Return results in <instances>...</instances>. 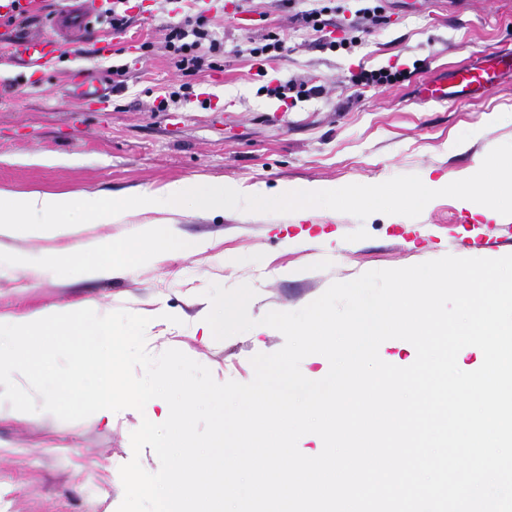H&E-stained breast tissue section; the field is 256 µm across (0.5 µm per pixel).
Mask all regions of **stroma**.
Instances as JSON below:
<instances>
[{
	"label": "stroma",
	"instance_id": "35a3bbf8",
	"mask_svg": "<svg viewBox=\"0 0 512 512\" xmlns=\"http://www.w3.org/2000/svg\"><path fill=\"white\" fill-rule=\"evenodd\" d=\"M336 14L315 36L293 24L280 0H224L215 31L224 40L221 69L198 77L195 95L167 112L153 111L178 75L161 50L138 47L161 38L165 0H132V22L121 34L92 24L74 39L52 27L64 0H36L23 31L56 39L51 70L11 60L5 42L14 27L0 25V189L56 194L102 191L122 196L203 176L244 187L305 182L346 184L384 179L402 189L425 175L466 171L485 154L512 157V73L498 72L494 88L470 98L428 97L450 68L492 66L512 51V0H384L388 19L351 51L345 37L356 0H338ZM286 34L287 54L258 69L251 40ZM128 64L121 93L106 102L73 98L72 70ZM397 67L410 77L382 88L354 86L352 73ZM303 78L324 85L321 97L285 102L261 93L266 84ZM53 164H43V157ZM180 243L170 260L149 261L110 281H32L0 270V314L94 300L112 310L147 315L164 300L168 319L150 322L146 347L157 355L181 350L208 367L220 383L250 382L251 359L284 344L271 327L260 342L246 336L218 341L195 329L204 288L250 284V316L295 311L333 282L380 269L407 267L453 255L500 258L512 254V220L489 233L456 196H437L422 211L324 207L300 219L292 208L247 215L192 211L177 216ZM335 233L322 245L321 233ZM209 239V250L191 243ZM71 239L26 231L0 243L7 252L71 261ZM142 415L113 413L111 427L94 418L63 421L40 411L17 418L0 403V512H117L124 489L119 469L130 461V435Z\"/></svg>",
	"mask_w": 512,
	"mask_h": 512
}]
</instances>
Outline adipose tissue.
I'll use <instances>...</instances> for the list:
<instances>
[{
    "label": "adipose tissue",
    "mask_w": 512,
    "mask_h": 512,
    "mask_svg": "<svg viewBox=\"0 0 512 512\" xmlns=\"http://www.w3.org/2000/svg\"><path fill=\"white\" fill-rule=\"evenodd\" d=\"M476 169L479 187L474 191L467 188L460 176L450 173L436 178L425 176L419 185L405 191L390 182L379 181L370 186L287 185L271 193L262 187L244 188L220 178L204 182L187 178L162 187L145 186L121 198L99 191L66 198L38 190L15 193L0 189V237L12 236L24 225L34 230L48 228L55 236L76 240L72 264L22 259L0 252V269H17L28 278H62L78 273L89 278L111 279L128 273L141 261L164 262L172 255L179 238L172 217L189 208L220 212L226 206L235 205L254 211L289 205L307 215L326 205L362 208L395 198L404 208L416 209L432 192L447 191L457 194L463 207L478 211L486 219L498 221L511 215L512 162L483 157L477 160ZM136 211L163 213L167 219L161 224L147 225L139 238L128 242L112 243L88 233L91 225L118 223Z\"/></svg>",
    "instance_id": "1"
}]
</instances>
